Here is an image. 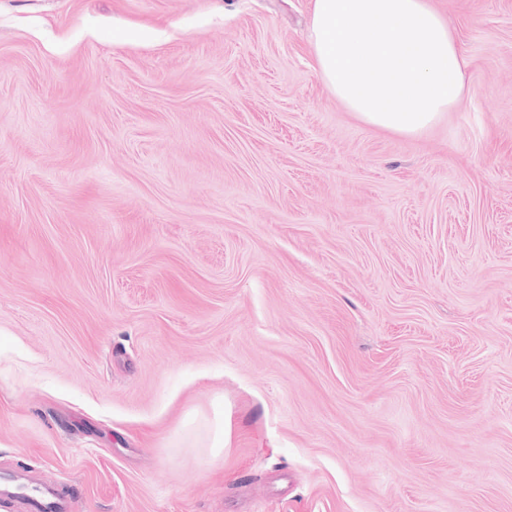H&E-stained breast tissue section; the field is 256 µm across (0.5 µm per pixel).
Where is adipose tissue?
Instances as JSON below:
<instances>
[{
  "instance_id": "1",
  "label": "adipose tissue",
  "mask_w": 512,
  "mask_h": 512,
  "mask_svg": "<svg viewBox=\"0 0 512 512\" xmlns=\"http://www.w3.org/2000/svg\"><path fill=\"white\" fill-rule=\"evenodd\" d=\"M314 69L376 128L417 136L467 90V57L430 0H313Z\"/></svg>"
}]
</instances>
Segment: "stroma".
<instances>
[{
    "label": "stroma",
    "mask_w": 512,
    "mask_h": 512,
    "mask_svg": "<svg viewBox=\"0 0 512 512\" xmlns=\"http://www.w3.org/2000/svg\"><path fill=\"white\" fill-rule=\"evenodd\" d=\"M312 2L0 0L1 473L512 512V0H432L468 90L413 137L315 74ZM205 432L198 438L190 440L187 448H209L211 458H217L224 451L229 432L224 427V409L215 408L211 418L204 421Z\"/></svg>",
    "instance_id": "obj_1"
}]
</instances>
